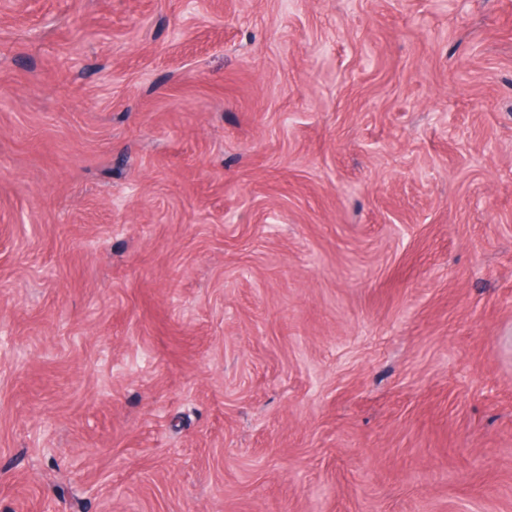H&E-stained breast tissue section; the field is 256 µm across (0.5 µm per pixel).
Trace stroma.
<instances>
[{"label":"stroma","instance_id":"stroma-1","mask_svg":"<svg viewBox=\"0 0 512 512\" xmlns=\"http://www.w3.org/2000/svg\"><path fill=\"white\" fill-rule=\"evenodd\" d=\"M0 512H512V0H0Z\"/></svg>","mask_w":512,"mask_h":512}]
</instances>
